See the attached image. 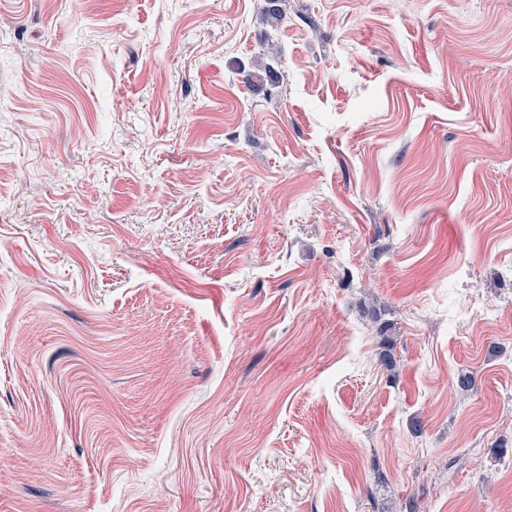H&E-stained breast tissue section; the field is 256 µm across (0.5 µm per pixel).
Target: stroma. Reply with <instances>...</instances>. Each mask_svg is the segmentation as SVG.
<instances>
[{
  "label": "stroma",
  "instance_id": "stroma-1",
  "mask_svg": "<svg viewBox=\"0 0 512 512\" xmlns=\"http://www.w3.org/2000/svg\"><path fill=\"white\" fill-rule=\"evenodd\" d=\"M264 4L0 0V512H512V0Z\"/></svg>",
  "mask_w": 512,
  "mask_h": 512
}]
</instances>
